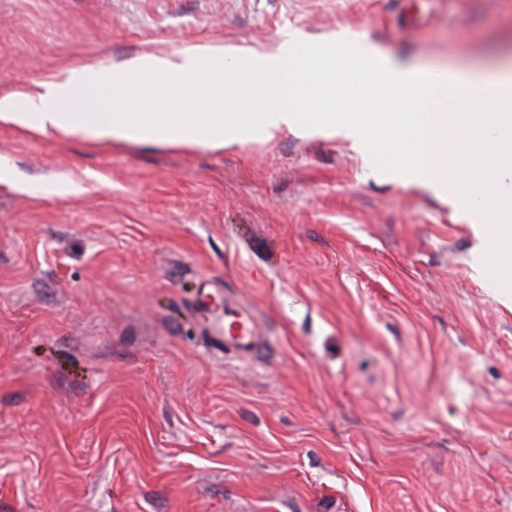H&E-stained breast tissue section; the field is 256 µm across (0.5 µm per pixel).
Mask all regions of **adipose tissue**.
I'll return each mask as SVG.
<instances>
[{"label":"adipose tissue","mask_w":512,"mask_h":512,"mask_svg":"<svg viewBox=\"0 0 512 512\" xmlns=\"http://www.w3.org/2000/svg\"><path fill=\"white\" fill-rule=\"evenodd\" d=\"M348 57L344 42L234 57L212 45L146 53L109 71L74 64L29 94L28 111L1 112L0 122L42 135L196 150L269 139L306 121L361 148H388L396 182L448 199L476 223L512 229V60L444 71L376 57L381 87L405 94L403 111L389 114L349 110L356 72L342 67ZM314 94L322 109L304 111ZM487 176L498 186L491 203L481 190Z\"/></svg>","instance_id":"1"}]
</instances>
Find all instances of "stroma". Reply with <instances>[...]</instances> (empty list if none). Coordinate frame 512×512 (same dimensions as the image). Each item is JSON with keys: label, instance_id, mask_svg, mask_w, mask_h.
I'll list each match as a JSON object with an SVG mask.
<instances>
[{"label": "stroma", "instance_id": "stroma-1", "mask_svg": "<svg viewBox=\"0 0 512 512\" xmlns=\"http://www.w3.org/2000/svg\"><path fill=\"white\" fill-rule=\"evenodd\" d=\"M346 40L460 66L512 0H0V102L74 63ZM0 512H512V277L351 140L0 123ZM250 308L267 344L208 338Z\"/></svg>", "mask_w": 512, "mask_h": 512}]
</instances>
